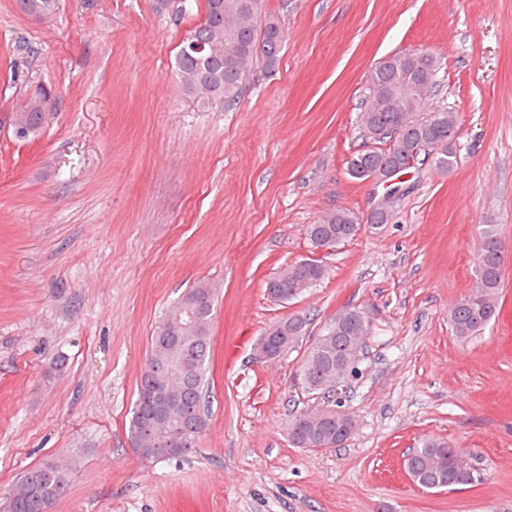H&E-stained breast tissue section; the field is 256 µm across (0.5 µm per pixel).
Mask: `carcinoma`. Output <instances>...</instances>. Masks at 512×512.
Here are the masks:
<instances>
[{"label":"carcinoma","mask_w":512,"mask_h":512,"mask_svg":"<svg viewBox=\"0 0 512 512\" xmlns=\"http://www.w3.org/2000/svg\"><path fill=\"white\" fill-rule=\"evenodd\" d=\"M28 15L45 16L54 9V0H19ZM262 0H206L205 19L191 29L183 43L194 41L203 47L200 54L178 52L176 74L191 95L204 90L227 102L239 98L245 74L261 57L269 68L279 60L283 36L273 21L260 28L257 20ZM438 57L427 47L396 52L379 61L369 72V99L361 112L364 136L375 143L369 149L353 153L347 161V174L355 180L380 184L398 179L417 168L414 150L429 145L432 164L447 171L457 164V117L446 110L427 111V102L436 88ZM50 111L48 96L29 99L14 112L24 120L27 134L42 129L44 113ZM396 200L370 211L366 223L374 228L393 219ZM360 219L348 210L332 211L306 228L311 246L319 239L335 248L352 239ZM481 252L476 267V284L449 309L448 318L454 337L465 341L484 330L499 314V289L502 269L497 225L485 224L480 232ZM326 274L315 259L289 265L273 280L280 300L287 302L320 282ZM176 305L194 313L186 328L169 324L166 313L151 337L149 357L142 369L129 425V440L149 441L155 429L164 426L178 431L172 454L184 458L195 450L206 427L204 390L208 387L212 356L211 325L215 294L199 282L186 290ZM358 309L336 315L327 327L308 344L303 359V387L324 393L328 385L349 382L359 376L354 364L364 353L368 327L356 321ZM306 319L298 315L273 323L271 342L291 349L305 333ZM345 414L330 407L312 409L294 415L290 422L302 423L291 444L296 448L338 443L345 425ZM458 449L437 440L411 449L403 466L413 483L426 490L453 489L482 481L471 464L461 465ZM32 493L18 502H10V512H44L43 505L56 500L67 486L68 475L49 460L24 474Z\"/></svg>","instance_id":"carcinoma-1"}]
</instances>
